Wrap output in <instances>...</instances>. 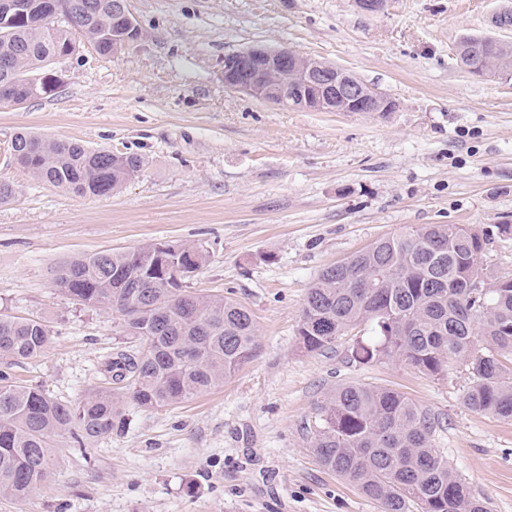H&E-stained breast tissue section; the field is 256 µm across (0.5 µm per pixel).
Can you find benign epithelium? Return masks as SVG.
Masks as SVG:
<instances>
[{
	"label": "benign epithelium",
	"mask_w": 512,
	"mask_h": 512,
	"mask_svg": "<svg viewBox=\"0 0 512 512\" xmlns=\"http://www.w3.org/2000/svg\"><path fill=\"white\" fill-rule=\"evenodd\" d=\"M112 10L127 22L133 40L140 29L127 0H114ZM224 88L279 106L323 112H352L366 107L391 112L394 101L368 90L347 70L293 50L254 45L224 56Z\"/></svg>",
	"instance_id": "1"
}]
</instances>
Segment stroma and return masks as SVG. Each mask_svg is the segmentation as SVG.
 Listing matches in <instances>:
<instances>
[{
    "label": "stroma",
    "mask_w": 512,
    "mask_h": 512,
    "mask_svg": "<svg viewBox=\"0 0 512 512\" xmlns=\"http://www.w3.org/2000/svg\"><path fill=\"white\" fill-rule=\"evenodd\" d=\"M142 31L105 57L90 46L57 64L54 95L0 105V313L39 318L48 349L0 373L74 401L116 390L104 370L127 346L112 312L60 292L71 258L150 243L206 251L191 291L237 299L258 329L252 358L185 403L123 399L111 435L63 437L49 472L0 512H383L328 472L301 427L341 383L401 392L435 417V448L487 512H512V421L468 409L462 368L434 378L400 362L302 351L296 330L318 274L375 240L421 224L493 232L483 263L512 277V77L455 60L466 35L512 44V0H129ZM336 64L392 97V112L284 108L225 89L227 54L253 44ZM29 130L92 150L134 153L143 170L112 194L77 196L9 161Z\"/></svg>",
    "instance_id": "stroma-1"
}]
</instances>
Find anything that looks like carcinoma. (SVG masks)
I'll return each instance as SVG.
<instances>
[{
	"label": "carcinoma",
	"mask_w": 512,
	"mask_h": 512,
	"mask_svg": "<svg viewBox=\"0 0 512 512\" xmlns=\"http://www.w3.org/2000/svg\"><path fill=\"white\" fill-rule=\"evenodd\" d=\"M75 26L57 25L43 11L0 27V99L13 97L29 75L53 84L50 53L79 33L101 56L120 51L126 22L112 0H64ZM512 46L493 36H468L456 46L465 68L508 63ZM10 159L35 179L79 196L109 195L141 172L136 154L92 151L72 141L18 132ZM490 232L459 224L412 226L379 238L324 268L308 289L297 326L300 347L327 353L353 330L350 360L398 361L445 377L457 363L468 375L464 404L512 419V281L484 270L492 284L471 287L473 266ZM206 253L182 244L83 254L61 265L55 285L83 305L118 313L134 350L105 362L138 406L181 404L224 384L257 345L249 309L230 298L187 290ZM52 331L40 319L0 313V358L30 359L45 352ZM121 415L109 390L77 402L0 374V498L23 499L46 478L50 449L70 436L78 447L112 433ZM435 418L402 393L342 383L314 403L304 422L309 450L327 470L379 501L384 512H485L431 444Z\"/></svg>",
	"instance_id": "1"
}]
</instances>
